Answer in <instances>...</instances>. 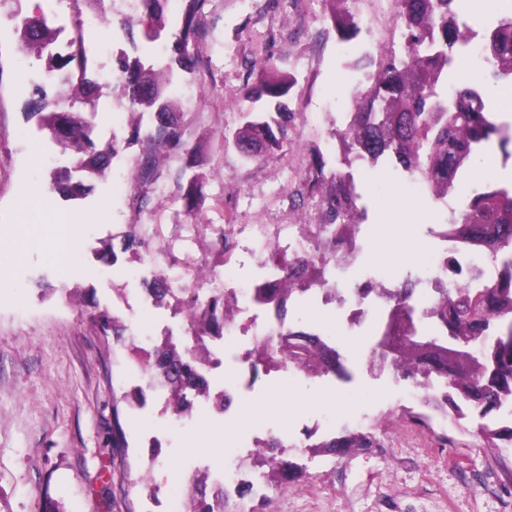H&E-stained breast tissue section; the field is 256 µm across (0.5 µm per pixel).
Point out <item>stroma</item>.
<instances>
[{
  "label": "stroma",
  "instance_id": "stroma-1",
  "mask_svg": "<svg viewBox=\"0 0 512 512\" xmlns=\"http://www.w3.org/2000/svg\"><path fill=\"white\" fill-rule=\"evenodd\" d=\"M33 7V0H0V230L16 224L17 203L34 186L47 191L49 204L30 210L28 223H49L59 211L79 219L83 229L64 264L51 242H40L19 261L9 241L0 239V512H148L141 486L147 475L158 498L171 503L170 512H184V466L214 467L218 460L191 450L189 440L172 433L166 421L143 415L132 400L134 384L126 373L134 356L93 321L96 311L111 310L123 294L113 263L135 271L153 266L172 285L144 318L146 332L160 333L171 314L185 316L186 289L204 292L228 276L225 224L319 223V215L289 208L286 198L298 187L295 171L318 155L325 168L317 191L353 189L366 250L381 239V217L397 194L419 202L422 217L403 232L425 245L423 262L370 258L366 264L380 266L390 285L418 279L419 291L428 294L431 284L422 278L434 259L428 226L458 218L462 201L484 191L485 181L472 176L475 166L508 173L512 159L483 151L440 199L390 159L370 161L345 137L348 124L336 122V114L352 111L354 96L373 88L377 59L402 48L399 0H206L196 44L201 66L190 77V93L178 98L182 137L196 149L193 163L161 155L162 178L148 209H137V163L153 125L146 112L123 122L119 154L106 175L87 178L83 196L65 198L50 192L49 175L71 167L74 157L62 150L45 168L31 164L39 129L24 116L26 96L15 91V27ZM352 18L359 30L343 38L341 28ZM260 42L268 55L283 59L284 73L293 78L288 97L296 131L253 165L224 137L239 126L237 104ZM135 126L141 139L131 137ZM121 178L126 192H112V182ZM194 180L203 189L189 208L179 188ZM311 313V307L292 304L287 320L338 337L352 377L345 383L305 380L319 394V406L247 427L252 435L288 425L298 434L288 458L306 466L299 482L255 491L253 512H512V449L500 454L480 447L472 432L439 417L431 429L415 425L405 414L420 406L414 386L370 363L381 312H370L352 330L334 309L320 308L316 319ZM356 340L362 343L357 352L351 349ZM342 398L351 411H337ZM314 417L334 424L339 435L371 434L377 446L308 458L305 445L322 436L299 430Z\"/></svg>",
  "mask_w": 512,
  "mask_h": 512
}]
</instances>
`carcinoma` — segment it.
Wrapping results in <instances>:
<instances>
[{
    "label": "carcinoma",
    "instance_id": "1",
    "mask_svg": "<svg viewBox=\"0 0 512 512\" xmlns=\"http://www.w3.org/2000/svg\"><path fill=\"white\" fill-rule=\"evenodd\" d=\"M405 28L402 57L391 52L379 67L374 91L355 97V117L346 134L377 160L391 155L401 167L427 184L432 193L445 197L455 188L459 171L481 152L484 143L496 140L505 158L512 157V123L498 121L491 112L471 108L480 92L468 85L455 92L454 100L438 92L448 84V65L453 51L461 44L467 26L458 24L454 0H400ZM205 0H186L180 26L170 31L165 14V0H140L141 22L149 40L165 33L172 39L170 57L163 63H146L141 57L130 58L121 51L115 55L120 75L118 98L131 114L151 111L156 123L147 135V149L138 160L145 182L156 181V159L160 154L178 152L185 158L194 156V148L183 140L178 114L168 96V87L182 73L199 68L196 50L199 35L198 14ZM60 29L54 26L42 9L22 18L16 28L18 49L46 56V72L63 69L75 80L66 83L62 92L46 94L38 89L28 103L27 116L37 121L45 132L88 173L103 176L109 167L116 145L99 146L92 126L76 104L99 92L96 80L89 76L90 48L79 42L66 56L45 55V48L56 39ZM486 56L494 63L493 76H512V18L503 19L486 37ZM259 69H251L246 77L244 101L240 111V127L233 144L243 159L250 163L261 160L259 146H274L295 130V113L287 94L289 86L280 69L268 55L256 60ZM50 190L67 197L86 191L83 181L54 178ZM307 204L321 210L325 223L340 224L347 236L356 233L352 200L340 191L333 195L307 197ZM463 223L486 226L491 240L485 250L505 258L502 276L493 285L474 288L467 281L447 285L435 280L434 299L426 317L438 332L428 334L418 327V317L409 296L419 284L410 279L401 289H386L388 303L406 307L410 324L408 336L419 343L435 347L452 345L469 355L448 363L446 371L435 372L424 363V355L415 346L407 347L393 357V372L415 381L425 391L423 410H409V418L423 427H431L434 415H451L453 423L464 428L462 420L476 421V436L487 448H512V189L490 187L467 199L461 213ZM323 266L314 260L301 265L298 276L277 287L258 289V299L273 305L280 318H285L286 298L304 290L313 274H321ZM232 310L225 293L209 296L200 304L190 296L188 313L195 330L197 344L224 334V318ZM103 332L123 335L124 329L105 311L95 317ZM160 362L169 369L168 380L177 397L176 409L183 406L182 394L187 383L206 387L196 373L201 355L190 354L174 346L159 352ZM308 378L331 373L342 379L351 378L343 356L315 340L296 345L288 351ZM277 366L275 350L263 343L253 363V374L267 373ZM373 440L366 434H343L309 445V454H344L354 448H371ZM261 465L268 467L266 483L279 486L299 477L298 466L276 456L258 455ZM186 512H215V505L205 489V480L196 478L189 494Z\"/></svg>",
    "mask_w": 512,
    "mask_h": 512
}]
</instances>
